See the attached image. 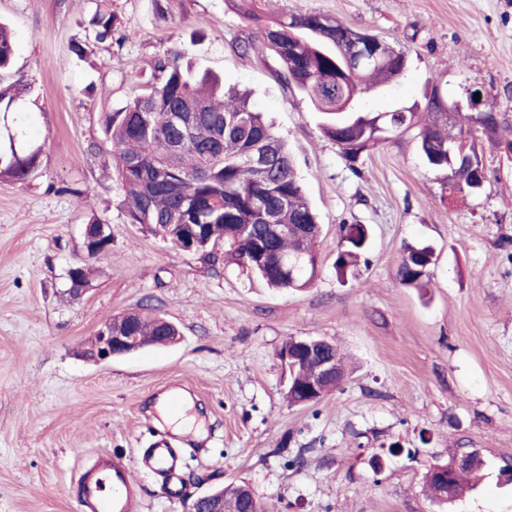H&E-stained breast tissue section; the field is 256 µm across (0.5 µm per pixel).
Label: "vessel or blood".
Here are the masks:
<instances>
[{
  "instance_id": "1",
  "label": "vessel or blood",
  "mask_w": 512,
  "mask_h": 512,
  "mask_svg": "<svg viewBox=\"0 0 512 512\" xmlns=\"http://www.w3.org/2000/svg\"><path fill=\"white\" fill-rule=\"evenodd\" d=\"M143 466L163 480L169 498L183 494L182 455L164 439L145 450ZM78 502L83 512H131L137 486L130 466L121 460L100 457L82 474L77 483Z\"/></svg>"
}]
</instances>
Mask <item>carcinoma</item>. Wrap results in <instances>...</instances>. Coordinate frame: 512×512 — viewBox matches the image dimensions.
<instances>
[{
    "label": "carcinoma",
    "mask_w": 512,
    "mask_h": 512,
    "mask_svg": "<svg viewBox=\"0 0 512 512\" xmlns=\"http://www.w3.org/2000/svg\"><path fill=\"white\" fill-rule=\"evenodd\" d=\"M253 0H239L245 16L259 22L262 43L279 58L285 80L306 93L323 117L324 134L336 143L345 159L354 164L360 154L386 139V135L417 129L415 138L421 153H441L482 129L497 134L504 123L498 112H482L474 126L448 131V112L433 100L427 104L425 122L419 113L395 109L379 127L356 108L336 111V104L355 103L363 94L396 81L404 72V53L382 43L375 48L376 58L336 74L337 47L346 51L363 34L340 24L326 26L325 17L315 13L288 14L261 22L252 11ZM96 39L111 36L113 16L105 11L95 18ZM15 50L14 32L0 24V73L10 69ZM158 76L151 87L135 95L117 112L103 116L102 130L111 147L116 179L123 193L129 223L141 224L152 234L177 247L194 226L198 236L195 252L208 257V249L224 243V257L243 271L263 279L270 287L300 290L313 277L300 269L294 276L283 270L285 258L299 253L316 255L321 225L297 173L296 163L286 141L263 112L249 98L225 93L220 79L199 74L181 63V56L160 58ZM32 93L26 85L0 86V112L15 114L14 126L0 131V179L24 182L38 167L41 148L19 151L12 141L27 139L26 116L17 111L19 101ZM175 108L183 110L186 132L176 130L168 119ZM271 151L270 167L260 170L250 161L257 148ZM481 155L469 146L460 160V179L448 184L452 192L475 193L469 168L480 164ZM347 243L337 252L335 269L344 278L367 251L368 229L364 224L342 227ZM433 250L429 246L411 247L396 270V279L406 287L424 288L428 284ZM135 333L149 346L163 345L166 337L177 336L176 326L163 318L143 312L130 318ZM478 466L470 457L451 482L438 481L430 467L427 486L431 497L456 498L468 490L465 477ZM262 512L243 487L224 492V512H239L240 500Z\"/></svg>",
    "instance_id": "1"
}]
</instances>
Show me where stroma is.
I'll list each match as a JSON object with an SVG mask.
<instances>
[{
  "instance_id": "35a3bbf8",
  "label": "stroma",
  "mask_w": 512,
  "mask_h": 512,
  "mask_svg": "<svg viewBox=\"0 0 512 512\" xmlns=\"http://www.w3.org/2000/svg\"><path fill=\"white\" fill-rule=\"evenodd\" d=\"M268 18L317 13L401 48L393 85L368 111L424 103L439 87L453 111L483 109L512 125V0H255ZM114 15L95 38L97 10ZM16 38L8 83L31 85L21 111L41 145L31 177L0 180V512H80L81 471L107 453L138 484L132 512H190L231 481L267 512H512V154L483 133L480 194L450 192L413 133L391 135L348 163L309 98L280 79L236 0H0ZM254 43L241 55L235 44ZM81 43L82 56L70 53ZM184 54L268 113L295 157L323 227L311 288L277 290L213 257L173 248L128 223L102 116L151 79L158 58ZM112 246L92 259V288L68 292L90 217ZM371 245L353 276L334 261L342 227ZM434 249L428 290L401 286L406 245ZM147 308L174 322L178 343L102 363L81 352L102 324ZM292 336L338 345L352 373L321 402L290 404L279 352ZM188 393L207 436L186 450L185 493L169 498L140 465L173 430L154 405ZM461 452L483 462L475 489L439 504L432 464Z\"/></svg>"
}]
</instances>
